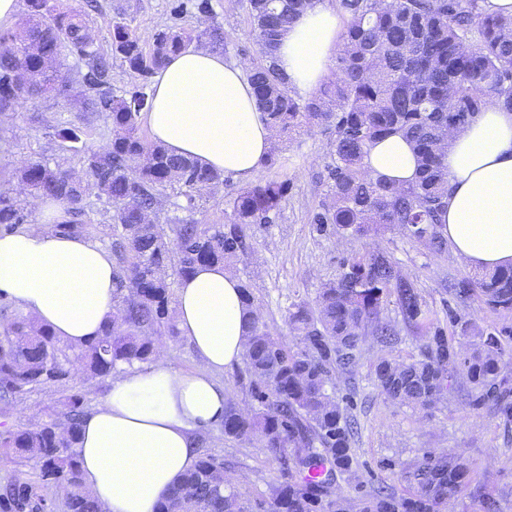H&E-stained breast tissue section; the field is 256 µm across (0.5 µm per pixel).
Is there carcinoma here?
<instances>
[{
    "mask_svg": "<svg viewBox=\"0 0 512 512\" xmlns=\"http://www.w3.org/2000/svg\"><path fill=\"white\" fill-rule=\"evenodd\" d=\"M319 0H247L259 46L247 79L276 140L303 129L334 130L326 166L325 199L310 216L316 232L363 238L395 226L432 251L448 248L437 214L448 197L444 147L448 127L465 126L488 104L512 110V14L490 11L485 0H335L345 19L331 76L302 100L276 64L288 25ZM29 24L17 38L0 31V112L64 81L53 69L64 52L84 65L85 108L102 114L112 139L97 150L81 149L86 172L113 207L115 246L124 253L115 275L112 321L101 336L81 346L59 339L45 325L13 314L0 331V411L21 396L60 386L80 370L104 379L123 367L155 359L161 339L175 334L170 284L164 268L185 278L198 265L229 263L248 249L246 230L271 224L288 181L260 179L227 201L225 221L203 227L190 219L175 225V238L151 220L166 191L193 199L222 181L218 172L169 153L140 133L141 113L152 102L151 78L169 56L190 42L226 50L228 34L216 23L201 31L167 26L145 53L129 25L112 27V55L139 82L121 96L112 93L110 57L95 47L78 10L55 0H27ZM213 15L211 0L176 6ZM402 132L414 144L418 180L395 187L365 165L370 146ZM23 189L62 201L70 220L64 233L87 231L85 190L71 171L41 161L20 170ZM17 200L0 193V226L12 231L27 222ZM449 292L459 301L479 300L512 311V268L458 279ZM394 304L403 325L424 331L417 357H381L374 381L387 399L432 409L465 380L471 410L488 408L512 421V328H478L448 311L450 326L433 318L416 284L402 276L392 256L370 247L344 259L336 278L314 302L292 300L283 310L286 340L257 318L249 327L245 376L253 400L247 411L228 402L224 437L256 442L278 460L283 476L267 499L241 493L224 463L203 451L166 493L159 512H441L470 483L457 453L425 452L402 472L408 493L378 487L352 505L332 491V475L351 479L355 427L336 401L334 373L350 374L367 338L382 347L398 340L397 326L383 316ZM61 415L49 413L30 427L0 434V453L33 465L34 476L0 484V512H99L87 491L77 445L85 397L64 396ZM64 491L57 505L51 490Z\"/></svg>",
    "mask_w": 512,
    "mask_h": 512,
    "instance_id": "carcinoma-1",
    "label": "carcinoma"
}]
</instances>
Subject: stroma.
<instances>
[{"label": "stroma", "instance_id": "35a3bbf8", "mask_svg": "<svg viewBox=\"0 0 512 512\" xmlns=\"http://www.w3.org/2000/svg\"><path fill=\"white\" fill-rule=\"evenodd\" d=\"M175 2L98 0L97 11L88 17L97 48L111 54L112 25L117 21L133 27L147 51L153 47L157 29L205 27L206 21L199 14L173 13ZM212 4L216 21L229 36L225 60L257 56L258 45L245 0H212ZM81 69L77 57L65 58L62 72L74 82L69 97L45 95L0 114V192L21 196L19 169L28 158L83 174L81 154L71 150L57 135L64 123L80 126L86 146L97 149L111 140V125L101 114L85 111L83 107L82 87L77 83ZM333 137L332 131L317 128L281 142L280 155L287 159V166L264 168L262 176L287 181L288 193L275 223L248 228L250 247L230 268L240 282L249 284L261 318L272 333H287L282 316L287 298L315 300L320 288L336 277L343 259L371 246L380 247L393 257L401 274L415 282L429 309L440 319H447L453 309L462 319H473L483 326H512V311H492L472 300L451 301L448 283L474 273L453 250L433 253L395 228L364 239L313 231L309 217L327 192L322 173L330 161L329 144ZM244 186V181L226 177L223 183L203 192L192 206L185 196L168 193L155 222L166 230L179 218L199 224L223 223L229 193ZM421 336V331L404 328L393 348L366 342L353 372L354 392H347L344 377H337V397H350L349 411L361 424V432L352 444L358 473L350 481L340 483V490L353 501L379 482L403 491L401 473L418 456L427 451H456L464 457L471 482L461 497L444 506L443 512H481V503L487 498L499 502L500 512H512V422H504L485 408L470 410L464 397L457 393L444 396L433 410L423 411L393 403L376 388L373 366L377 359L387 356L405 360L417 355ZM109 386V380L74 374L64 388L28 394L9 413H0V433L40 422L43 408L55 405L65 391L84 393L89 406H97ZM202 435L212 454L233 463L232 474L246 496H269L279 484L278 462L265 455L256 443L225 438L224 428L218 422L203 430Z\"/></svg>", "mask_w": 512, "mask_h": 512}]
</instances>
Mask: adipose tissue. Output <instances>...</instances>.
I'll return each mask as SVG.
<instances>
[{
    "label": "adipose tissue",
    "mask_w": 512,
    "mask_h": 512,
    "mask_svg": "<svg viewBox=\"0 0 512 512\" xmlns=\"http://www.w3.org/2000/svg\"><path fill=\"white\" fill-rule=\"evenodd\" d=\"M341 19L327 0L300 14L283 36L278 67L313 91L334 63ZM246 61L188 46L153 77L146 122L169 153L244 181L259 176L272 131L247 81ZM448 198L439 213L454 251L476 268L512 266V111L487 105L448 138ZM368 170L396 186L419 167L403 134L374 143ZM40 221L0 234V291L56 336L80 345L112 318L115 264L91 240L56 232L61 202L35 198ZM255 314L223 265H200L177 292V325L198 357L189 372L164 359L113 381L87 411L77 448L86 487L102 512H157L163 495L197 457V431L221 421L229 399L215 376L242 357Z\"/></svg>",
    "instance_id": "1"
}]
</instances>
